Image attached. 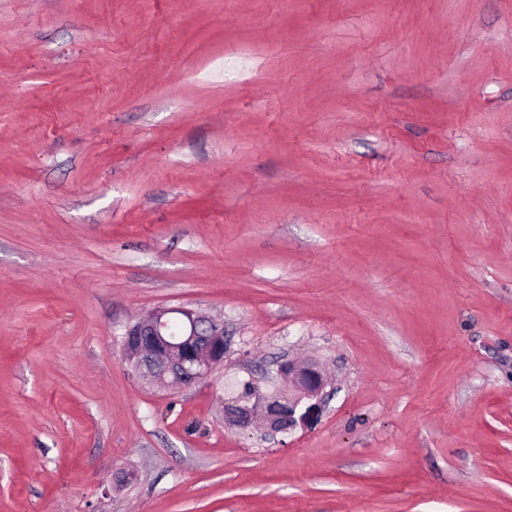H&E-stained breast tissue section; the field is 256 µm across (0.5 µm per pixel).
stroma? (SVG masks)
I'll return each mask as SVG.
<instances>
[{
  "label": "stroma",
  "instance_id": "35a3bbf8",
  "mask_svg": "<svg viewBox=\"0 0 512 512\" xmlns=\"http://www.w3.org/2000/svg\"><path fill=\"white\" fill-rule=\"evenodd\" d=\"M0 512H512V0H0ZM174 317L184 326L181 337L170 333ZM225 346L223 320L181 306L154 310L128 327L122 339L125 357L137 370L175 388L209 376L224 363ZM276 371L288 385V393L258 395L252 404H225V423L246 429L260 415L268 432L287 433L315 415L329 384L322 365L316 360L287 359L279 362Z\"/></svg>",
  "mask_w": 512,
  "mask_h": 512
}]
</instances>
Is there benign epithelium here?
Masks as SVG:
<instances>
[{
	"instance_id": "benign-epithelium-1",
	"label": "benign epithelium",
	"mask_w": 512,
	"mask_h": 512,
	"mask_svg": "<svg viewBox=\"0 0 512 512\" xmlns=\"http://www.w3.org/2000/svg\"><path fill=\"white\" fill-rule=\"evenodd\" d=\"M224 321L188 307L160 308L128 327L122 347L126 359L144 376L175 388L199 382L224 363ZM277 375L288 392L258 395L251 404L224 405L225 423L241 429L262 417L270 433H287L312 418L329 384L316 360L287 359Z\"/></svg>"
}]
</instances>
